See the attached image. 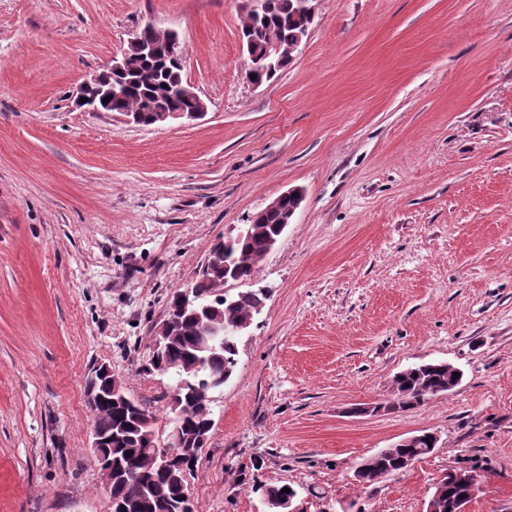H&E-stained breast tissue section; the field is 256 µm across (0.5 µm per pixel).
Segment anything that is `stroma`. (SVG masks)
Listing matches in <instances>:
<instances>
[{
    "mask_svg": "<svg viewBox=\"0 0 512 512\" xmlns=\"http://www.w3.org/2000/svg\"><path fill=\"white\" fill-rule=\"evenodd\" d=\"M246 0H0V512H111L84 376L109 363L172 430L170 377L142 369L210 244L273 198L305 199L249 285L190 480L195 512H425L482 465L469 512H512V0H321L309 38L245 79ZM176 31L206 116L142 127L76 107L145 22ZM460 384L390 410L402 370ZM375 414L354 415L361 403ZM434 433L364 488L357 464ZM283 488H289L290 493H287V492L281 493V490ZM255 491L260 492V496L263 501V504H264L265 508H267L265 510V512H271L270 504L272 502L278 501V500H286L287 501L288 499H295V497L297 496V491L292 486H290L288 484L267 485V484L260 483V484L256 485Z\"/></svg>",
    "mask_w": 512,
    "mask_h": 512,
    "instance_id": "35a3bbf8",
    "label": "stroma"
}]
</instances>
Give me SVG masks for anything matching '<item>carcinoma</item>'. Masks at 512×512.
I'll return each instance as SVG.
<instances>
[{"label":"carcinoma","mask_w":512,"mask_h":512,"mask_svg":"<svg viewBox=\"0 0 512 512\" xmlns=\"http://www.w3.org/2000/svg\"><path fill=\"white\" fill-rule=\"evenodd\" d=\"M304 20L295 13L294 0H267V10L260 17L246 15L242 31L261 27L284 43L291 44L301 31ZM183 80L182 67L174 65L161 56L143 59L139 73L130 76L124 107L137 110L147 99L156 106L178 110L186 106L180 97H160L157 88L174 86ZM276 216L270 215L266 222L238 240L228 248L229 256L236 259L230 269L239 275L252 278L258 262L268 253L267 242L278 234ZM224 265L200 273L195 280L199 296L213 308L199 313L189 312L182 317L180 325L163 349L161 362L149 359L146 369L169 375L174 380L172 390L177 396L170 398V412L173 423L183 434L194 437L199 433L211 432L214 426L211 401L202 397V392L213 389L214 380L229 381L237 365L238 332L234 328L251 323L268 299L263 288L239 291L233 295L224 290ZM209 323L218 329V335L202 336L203 325ZM459 368L446 362H432L414 365L396 375L400 397L392 407H414L448 391V385H459L462 377H453ZM104 401L97 404L92 413L93 430L108 439V453L112 457V486L109 488L112 512H182L185 493L189 492V481L197 464L184 457L167 466L155 456L153 443L157 442L154 424L148 423L153 415L143 405L133 409L117 401V395L109 392V382L102 385ZM433 448L425 439H419L414 446L383 448L359 464L360 483L368 486L380 482L390 473L397 474L411 463L419 461ZM285 485H256L265 512L270 504L278 500L293 499L295 489L283 491ZM468 486L453 482L439 481L429 503L434 512H448V504L460 497H469Z\"/></svg>","instance_id":"obj_1"}]
</instances>
